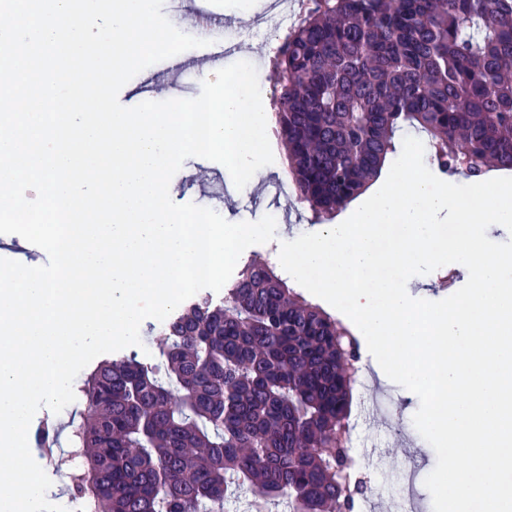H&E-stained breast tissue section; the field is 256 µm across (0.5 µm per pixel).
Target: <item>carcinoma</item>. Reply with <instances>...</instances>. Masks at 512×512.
I'll return each instance as SVG.
<instances>
[{
	"label": "carcinoma",
	"mask_w": 512,
	"mask_h": 512,
	"mask_svg": "<svg viewBox=\"0 0 512 512\" xmlns=\"http://www.w3.org/2000/svg\"><path fill=\"white\" fill-rule=\"evenodd\" d=\"M277 48L275 123L296 198L345 207L412 128L443 174L512 169V0H316ZM157 363L105 360L69 424L84 512H356L374 495L346 445L360 345L264 259L224 303L163 327Z\"/></svg>",
	"instance_id": "cac0c4a2"
}]
</instances>
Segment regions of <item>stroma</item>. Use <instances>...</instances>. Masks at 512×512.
<instances>
[{
  "label": "stroma",
  "instance_id": "stroma-1",
  "mask_svg": "<svg viewBox=\"0 0 512 512\" xmlns=\"http://www.w3.org/2000/svg\"><path fill=\"white\" fill-rule=\"evenodd\" d=\"M271 0H210L208 8L220 14L223 26L213 32L211 41L221 42L243 29L262 25ZM250 61L256 67L262 99L268 110H275L273 60L276 41L247 39ZM201 92L198 74L178 72L172 60L157 62L133 77L119 92L123 106L133 107L144 101H164L176 97H197ZM273 164L267 165L259 183L251 189L238 190L232 179H225L227 197L213 196L210 191L213 173L223 172V165L199 157L184 161L175 174L177 203L193 202L211 208L227 221H256L264 215L275 218L278 231L304 233L316 225L306 204L296 200L287 172L286 152L278 133H271ZM360 366L368 378L366 390L352 392V418L360 426L353 454L367 468L384 465L385 476L378 490L360 512H393L391 486L408 474H415L413 494L417 512H433L432 496L424 481L434 469L437 456L432 446L420 435L413 423L419 408L418 398L387 378H379L368 348L360 350ZM80 402L66 406L61 413L41 407L37 418L52 421L56 428L55 451L44 471L52 485L47 492L49 502L63 506L67 512H80L79 501L69 489L68 475L75 468L69 454L65 430L79 412Z\"/></svg>",
  "mask_w": 512,
  "mask_h": 512
}]
</instances>
